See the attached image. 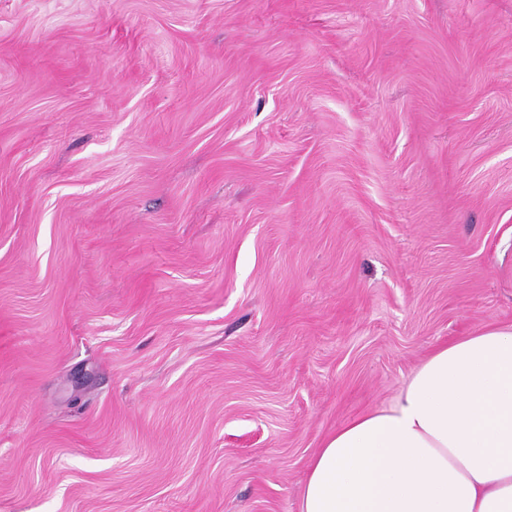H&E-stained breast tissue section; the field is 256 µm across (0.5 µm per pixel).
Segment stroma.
I'll return each mask as SVG.
<instances>
[{"label":"stroma","mask_w":512,"mask_h":512,"mask_svg":"<svg viewBox=\"0 0 512 512\" xmlns=\"http://www.w3.org/2000/svg\"><path fill=\"white\" fill-rule=\"evenodd\" d=\"M512 326V0H0V512H298Z\"/></svg>","instance_id":"obj_1"}]
</instances>
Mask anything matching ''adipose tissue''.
Instances as JSON below:
<instances>
[{
  "instance_id": "adipose-tissue-1",
  "label": "adipose tissue",
  "mask_w": 512,
  "mask_h": 512,
  "mask_svg": "<svg viewBox=\"0 0 512 512\" xmlns=\"http://www.w3.org/2000/svg\"><path fill=\"white\" fill-rule=\"evenodd\" d=\"M299 512H512V327L437 348L311 458Z\"/></svg>"
}]
</instances>
